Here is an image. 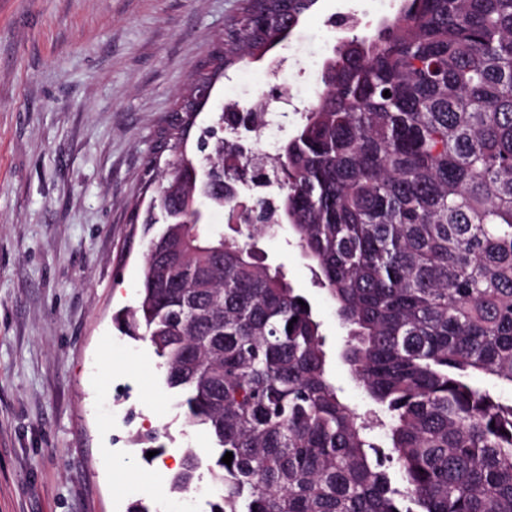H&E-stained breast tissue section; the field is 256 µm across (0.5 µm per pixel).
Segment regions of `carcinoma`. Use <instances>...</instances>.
<instances>
[{"label": "carcinoma", "instance_id": "carcinoma-1", "mask_svg": "<svg viewBox=\"0 0 512 512\" xmlns=\"http://www.w3.org/2000/svg\"><path fill=\"white\" fill-rule=\"evenodd\" d=\"M251 2L266 23L230 32L222 73L318 0ZM320 81L270 159L279 217L348 329L388 452L331 380L308 299L258 256L280 225L226 234L183 194L189 171L231 160L188 155L179 123L155 201L194 222H161L115 316L211 436L170 490L199 484L204 460L208 512H512V0H402L377 35L333 45ZM240 202L208 208L232 221Z\"/></svg>", "mask_w": 512, "mask_h": 512}]
</instances>
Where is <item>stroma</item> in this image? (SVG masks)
Here are the masks:
<instances>
[{"instance_id": "35a3bbf8", "label": "stroma", "mask_w": 512, "mask_h": 512, "mask_svg": "<svg viewBox=\"0 0 512 512\" xmlns=\"http://www.w3.org/2000/svg\"><path fill=\"white\" fill-rule=\"evenodd\" d=\"M369 0H318L264 59L230 68L197 118L271 85L307 99L336 17ZM244 0H0V512H151L172 505L185 449L206 448L149 342L114 317L135 303L159 134ZM322 323L330 376L372 404L342 353L348 330L288 229L262 238ZM159 434L145 459L131 437Z\"/></svg>"}]
</instances>
